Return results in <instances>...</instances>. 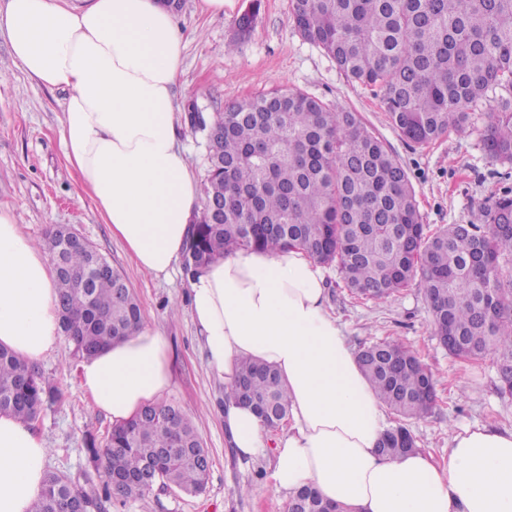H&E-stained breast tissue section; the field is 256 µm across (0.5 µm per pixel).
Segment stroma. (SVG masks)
Masks as SVG:
<instances>
[{
  "instance_id": "35a3bbf8",
  "label": "stroma",
  "mask_w": 512,
  "mask_h": 512,
  "mask_svg": "<svg viewBox=\"0 0 512 512\" xmlns=\"http://www.w3.org/2000/svg\"><path fill=\"white\" fill-rule=\"evenodd\" d=\"M248 6L249 0H226L223 15L211 16L201 12L199 0H181L176 13L185 43L174 86L180 106L179 136L197 178L205 176L207 147L190 124L188 104H197L208 116L234 101L279 88L299 89L358 112L406 169L428 231L447 224L483 223L485 207L512 192V165L493 161L482 145L486 115L496 111L498 95H489L474 108L468 136L451 134L427 146L415 145L393 127L377 89L348 81L333 60L300 36L289 20L290 0H261L252 32L235 41V21ZM66 97L65 90H48L24 73L6 37L0 36V206L16 209L21 230L33 244H40L50 228L67 225L123 272L139 299L144 322L165 336L169 345L174 384L162 400L192 419L211 457L203 493L157 486L140 498L107 503L106 512H285L288 499L273 486L272 454L242 459L228 445L224 387L210 371L190 315L185 269L168 280L141 271L113 238L77 176L67 169L60 138ZM174 304L180 309L175 317L169 314ZM326 307L342 324L352 347L396 338L432 372L438 406L410 426L420 450L438 463L447 461L448 446L460 427L512 429V397L498 390L495 359L448 355L418 285L381 301L359 300L331 267ZM79 364L65 342L41 362L40 372L59 386L63 397L44 408L35 430L51 450L47 471L82 480L96 476L86 439L104 438L112 420L81 389ZM246 485L250 494L239 496L238 488Z\"/></svg>"
}]
</instances>
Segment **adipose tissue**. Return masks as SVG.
I'll list each match as a JSON object with an SVG mask.
<instances>
[{
	"instance_id": "ef3b65f1",
	"label": "adipose tissue",
	"mask_w": 512,
	"mask_h": 512,
	"mask_svg": "<svg viewBox=\"0 0 512 512\" xmlns=\"http://www.w3.org/2000/svg\"><path fill=\"white\" fill-rule=\"evenodd\" d=\"M0 34L15 61L68 92L61 139L113 237L159 279L180 262L200 189L181 144L173 93L184 42L160 0H6ZM325 269L303 252H230L190 278V312L209 368L225 388L242 359L275 367L291 425L274 438L249 406L227 402L224 430L237 453L272 449L276 492L309 486L352 512H512V430L456 432L448 463L421 451L396 459L378 443L386 414L341 325L325 308ZM55 270L0 207V346L38 365L62 339ZM82 388L113 424L173 384L164 336L139 326L79 365ZM49 449L0 414V512H29Z\"/></svg>"
}]
</instances>
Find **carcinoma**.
<instances>
[{
    "label": "carcinoma",
    "instance_id": "1",
    "mask_svg": "<svg viewBox=\"0 0 512 512\" xmlns=\"http://www.w3.org/2000/svg\"><path fill=\"white\" fill-rule=\"evenodd\" d=\"M251 15L235 21V39L246 37ZM289 20L300 35L332 58L354 82L378 88L392 125L408 141L428 145L451 133L464 135L470 109L500 90L499 109L487 113L484 149L512 164V0H291ZM195 129L224 131L208 157L199 217L191 225L184 269L194 273L237 249L271 254L299 249L325 266H336L346 288L365 300L386 299L418 282L428 301L435 335L449 336L448 353L486 356L499 366L500 391L512 396V233L499 220L512 214L503 195L485 210L483 224H448L432 235L421 222L406 170L362 116L301 91L271 90L243 99L205 118ZM64 226L44 243L56 274L62 332L78 356H91L142 322L141 306L116 269L89 276L91 257L70 249ZM89 278L83 290L80 282ZM361 370L392 415L379 451L398 458L417 447L407 421L426 418L438 406L433 375L397 339H380L357 351ZM60 389L35 368L0 347V413L25 424L58 402ZM224 399L249 404L264 421L288 424V390L272 368L252 360L239 366L238 381ZM184 441L196 427L175 406L150 411L91 438L98 462L90 491L68 475L49 473L31 512H63L82 497L105 512V503L143 496L155 485L195 494L209 472L198 452L170 454L150 480L125 485L158 450L171 447L169 416ZM310 512L330 505L303 488Z\"/></svg>",
    "mask_w": 512,
    "mask_h": 512
}]
</instances>
